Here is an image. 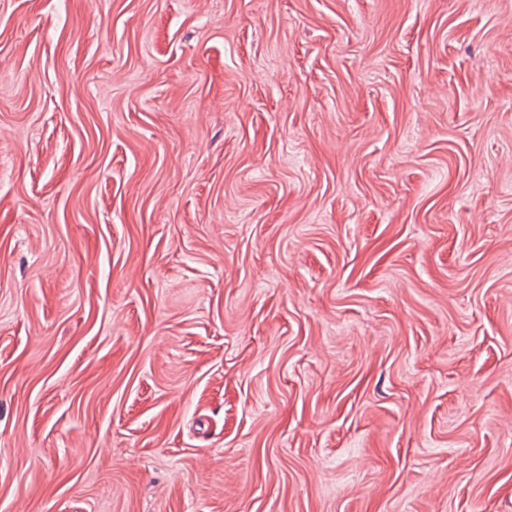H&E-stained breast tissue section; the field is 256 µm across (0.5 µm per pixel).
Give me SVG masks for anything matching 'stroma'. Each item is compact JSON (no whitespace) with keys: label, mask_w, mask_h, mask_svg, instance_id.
<instances>
[{"label":"stroma","mask_w":512,"mask_h":512,"mask_svg":"<svg viewBox=\"0 0 512 512\" xmlns=\"http://www.w3.org/2000/svg\"><path fill=\"white\" fill-rule=\"evenodd\" d=\"M0 512H512V0H0Z\"/></svg>","instance_id":"stroma-1"}]
</instances>
